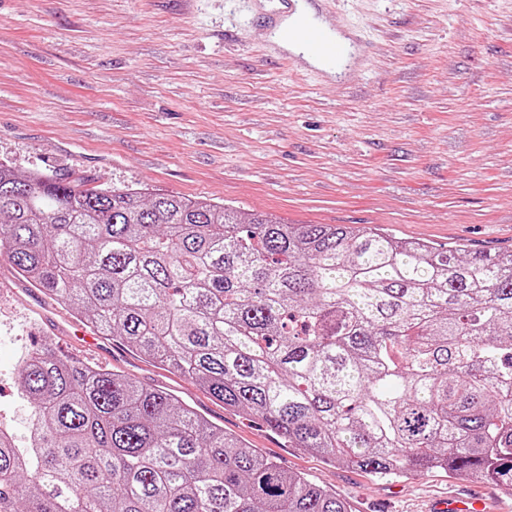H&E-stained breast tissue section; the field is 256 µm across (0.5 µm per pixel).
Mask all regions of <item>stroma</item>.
Returning a JSON list of instances; mask_svg holds the SVG:
<instances>
[{
  "instance_id": "obj_1",
  "label": "stroma",
  "mask_w": 512,
  "mask_h": 512,
  "mask_svg": "<svg viewBox=\"0 0 512 512\" xmlns=\"http://www.w3.org/2000/svg\"><path fill=\"white\" fill-rule=\"evenodd\" d=\"M284 0H0V162L264 212L291 224L512 251V0H336L321 17L359 56L332 79L269 35ZM0 426L25 438L15 370L77 315L0 247ZM75 361L174 393L354 512H426L512 488L441 469L376 478L294 448L120 339Z\"/></svg>"
}]
</instances>
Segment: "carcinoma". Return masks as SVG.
Here are the masks:
<instances>
[{
  "label": "carcinoma",
  "mask_w": 512,
  "mask_h": 512,
  "mask_svg": "<svg viewBox=\"0 0 512 512\" xmlns=\"http://www.w3.org/2000/svg\"><path fill=\"white\" fill-rule=\"evenodd\" d=\"M0 245L104 336L377 477L512 488V254L286 224L0 163ZM0 428V512H351L174 395L45 346Z\"/></svg>",
  "instance_id": "cac0c4a2"
}]
</instances>
